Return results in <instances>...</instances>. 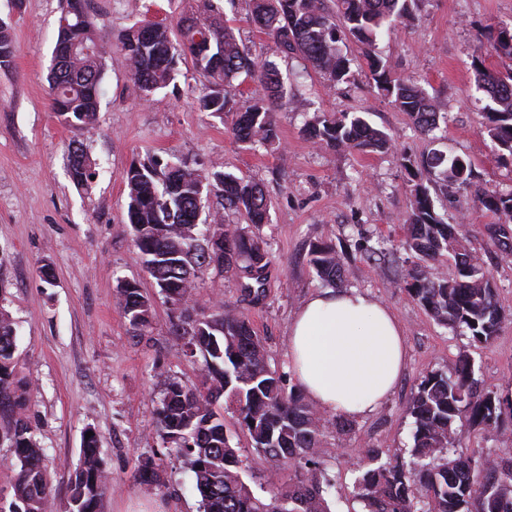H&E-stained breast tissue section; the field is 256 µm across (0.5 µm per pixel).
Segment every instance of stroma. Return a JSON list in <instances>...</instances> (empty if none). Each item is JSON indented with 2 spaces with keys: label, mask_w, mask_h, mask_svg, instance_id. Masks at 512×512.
I'll return each instance as SVG.
<instances>
[{
  "label": "stroma",
  "mask_w": 512,
  "mask_h": 512,
  "mask_svg": "<svg viewBox=\"0 0 512 512\" xmlns=\"http://www.w3.org/2000/svg\"><path fill=\"white\" fill-rule=\"evenodd\" d=\"M232 19L237 36L252 53L274 63L281 74L296 71L297 108L276 111L282 148L268 154L249 150L232 138L238 110L256 89L233 80L229 106L220 114L199 111L201 84L184 63L176 89L136 98L120 52L106 61L100 112L95 124L74 132L51 108L52 66L61 0H0L15 53L0 67V310L17 324L18 375L29 381L27 415L34 437L46 450L44 466L53 489L54 512L70 510V476L83 437L94 432L111 488L99 512H200L194 475L163 448L155 428L161 387L158 370L186 384L203 379L201 361L184 356L169 332L170 310L154 301L152 323L135 335L116 301L123 280L155 288L136 249L127 219L124 170L150 155L184 159L190 166L224 170L260 181L271 201L270 222L261 230L274 256L263 304L247 313L269 351L271 367L288 376V322L322 281L309 264L317 241L349 247L344 285L385 304L398 320L406 366L394 393L374 412L353 420L349 434L329 431L319 455L337 493L331 512H362L352 498L353 474L336 457L338 444L409 457L413 446L409 406L422 376L452 369L462 357L475 365L484 389L512 400V258H504L489 226L494 218L477 211L473 191L437 189L436 175L422 167L429 149L469 159L482 184L512 189V164L502 162L481 133L483 96L475 90L474 59L503 70L512 60L498 56L481 40L489 28L512 25V0H420L413 20L379 45L395 75L416 79L434 96L447 126L436 142L415 133L409 117L377 94L361 49L347 43L350 82L328 88L317 75L300 74L297 60L280 53L248 19L246 0H214ZM90 15L104 35L117 37L140 20L171 22L168 0H88ZM360 112L395 139L386 154L364 155L319 148L301 133L302 113ZM83 142L97 177L78 188L67 169V145ZM432 186L439 213L462 223L469 246L489 271L506 319L488 345H474L468 334L440 327L404 288L416 259L400 248L403 218L415 181ZM392 241L386 255L370 256L366 238ZM50 265L52 283L40 268ZM224 423L239 448L245 480L252 489L265 481L267 463L232 413ZM451 457H512V420L501 426L466 427ZM152 457L159 484L151 491L135 483L138 461Z\"/></svg>",
  "instance_id": "1"
}]
</instances>
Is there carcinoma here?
<instances>
[{
    "mask_svg": "<svg viewBox=\"0 0 512 512\" xmlns=\"http://www.w3.org/2000/svg\"><path fill=\"white\" fill-rule=\"evenodd\" d=\"M55 51L62 63L52 65L51 99L55 114L70 128L81 130L96 122L106 60L120 51L127 63L132 92L147 99L168 88L189 60L205 79L197 98L199 109L220 114L230 103L224 83L238 78L258 84L255 94L232 127L234 140L252 150H278L280 131L274 108H288L295 88L275 64L254 56L238 40L221 7L203 0L198 14L186 8L190 0H169L178 11L172 26L138 21L112 42L95 27L86 6L75 13L78 0H64ZM248 0L251 22L267 34L286 56L297 55L331 86L350 81V61L340 43L350 39L362 46L378 93L412 120L424 136L434 134L447 115L417 81L393 73L376 53L378 41L414 17L418 0ZM500 57L512 59V27L496 28L489 40ZM14 54L9 26L0 21V66ZM476 90L486 100L483 132L498 157L512 163V69H487L474 59ZM302 133L313 144L362 154L387 153L394 147L389 134L371 126L357 113H303ZM72 182L88 189L96 170L83 143L68 144ZM439 170L448 185L475 183L472 163L458 155L434 150L425 160ZM127 215L133 242L158 294L171 306L172 335L184 353L202 358L203 380L188 385L157 372L162 386L156 408V429L163 447L181 457L194 473L203 512H330L326 500L335 485L326 476L324 460L316 453L325 430L351 431L349 421L316 416L301 392L286 390L284 375L271 368L268 351L257 336L241 303L261 304L273 256L260 229L269 220L270 202L264 187L232 172L205 171L182 160L155 155L133 162L123 172ZM411 210L404 219L403 248L422 262L448 255L451 276L430 277L418 269L405 281V290L439 325L469 333L472 342L486 345L498 335L503 315L486 269L472 253L462 225L449 224L436 211L429 188L417 182L411 189ZM476 208L498 218L494 233L501 252L512 254V191L477 187ZM243 217L244 225H230L226 213ZM309 262L317 276L335 286L343 282L344 262L327 242L311 245ZM229 273L240 285V299L209 313L196 312L189 299L211 269ZM119 308L130 328L141 333L150 325L151 297L137 281L117 286ZM17 329L0 311V419L7 420L0 445L13 449L18 471L9 505L0 512H50L52 489L44 469L45 449L34 439L27 417L30 383L16 372ZM474 365L462 358L451 372H427L413 397L411 462L400 455L385 458L372 450H358L360 461L351 495L365 512H418L416 502L430 503L427 512H512V458L481 457L469 463L449 456L450 447L466 425H496L512 401L479 388ZM225 398L249 435L251 447L280 473L287 463L295 468L288 483H267L266 498L243 479L242 460L231 443L224 414L215 404ZM420 467L417 484L410 468ZM147 489L158 485L154 462L146 458L135 471ZM109 487L96 436L83 439L77 466L71 474L70 512H98Z\"/></svg>",
    "mask_w": 512,
    "mask_h": 512,
    "instance_id": "carcinoma-1",
    "label": "carcinoma"
}]
</instances>
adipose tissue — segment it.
<instances>
[{
	"instance_id": "adipose-tissue-1",
	"label": "adipose tissue",
	"mask_w": 512,
	"mask_h": 512,
	"mask_svg": "<svg viewBox=\"0 0 512 512\" xmlns=\"http://www.w3.org/2000/svg\"><path fill=\"white\" fill-rule=\"evenodd\" d=\"M406 362L401 327L357 289L310 295L288 325V367L319 411L365 416L390 396Z\"/></svg>"
}]
</instances>
